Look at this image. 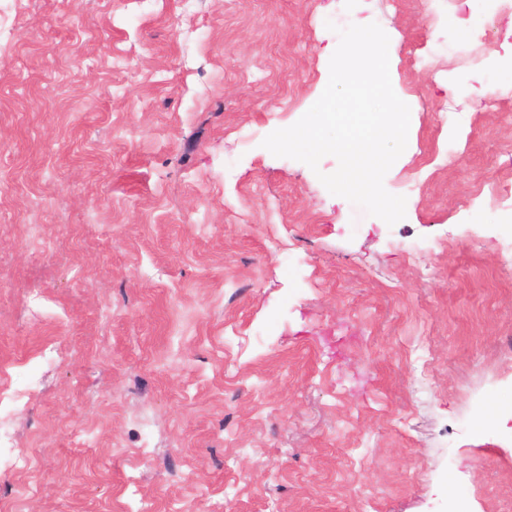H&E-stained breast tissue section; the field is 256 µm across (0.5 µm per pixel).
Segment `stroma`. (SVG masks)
<instances>
[{
	"instance_id": "1",
	"label": "stroma",
	"mask_w": 512,
	"mask_h": 512,
	"mask_svg": "<svg viewBox=\"0 0 512 512\" xmlns=\"http://www.w3.org/2000/svg\"><path fill=\"white\" fill-rule=\"evenodd\" d=\"M369 23L391 226L262 145ZM509 72L494 0H0V504L512 512Z\"/></svg>"
}]
</instances>
